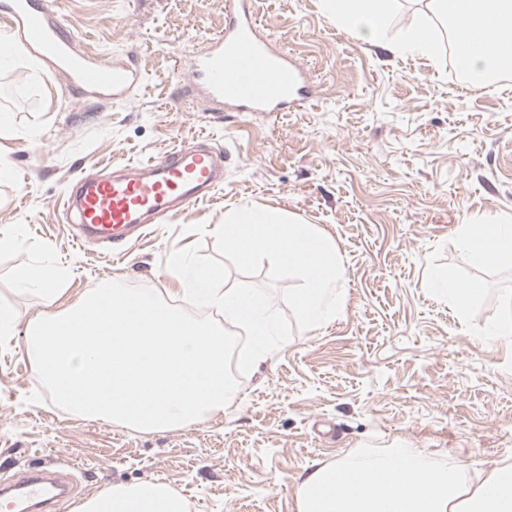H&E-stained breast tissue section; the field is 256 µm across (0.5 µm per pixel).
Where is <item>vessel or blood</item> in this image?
<instances>
[{"mask_svg":"<svg viewBox=\"0 0 512 512\" xmlns=\"http://www.w3.org/2000/svg\"><path fill=\"white\" fill-rule=\"evenodd\" d=\"M254 0H225L227 20L221 34L190 62L191 84L214 105L239 112H288L305 100L306 77L282 49L258 34ZM0 61L14 39H22L79 91L112 99L128 97L141 81L126 63H107L77 51L74 37L42 0H0ZM220 163L218 154L195 145L169 156L103 178L81 177L67 188V203L77 224L111 244L129 231L184 211L210 192ZM32 501L53 491L42 476L23 480Z\"/></svg>","mask_w":512,"mask_h":512,"instance_id":"1","label":"vessel or blood"}]
</instances>
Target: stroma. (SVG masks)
Instances as JSON below:
<instances>
[{
  "instance_id": "35a3bbf8",
  "label": "stroma",
  "mask_w": 512,
  "mask_h": 512,
  "mask_svg": "<svg viewBox=\"0 0 512 512\" xmlns=\"http://www.w3.org/2000/svg\"><path fill=\"white\" fill-rule=\"evenodd\" d=\"M77 50L133 64L124 100L95 99L14 54L0 67V229L22 222L58 252L67 307L120 276L172 300L164 252L201 245L226 209L280 208L336 238L346 305L295 332L239 376L223 414L163 432L86 420L52 405L20 336L41 298L0 282V486L58 472L79 506L105 486L162 481L188 512H296L314 461L415 447L469 470L512 463V347L486 331L512 294V263L483 264L462 244L464 216L512 215V93L467 90L448 39L433 57L388 52L328 20L320 0H256L263 37L307 72L289 112L215 111L190 86L189 59L224 30V0H45ZM205 141L224 156L210 199L137 240H73L64 187ZM435 275L472 289L457 312Z\"/></svg>"
}]
</instances>
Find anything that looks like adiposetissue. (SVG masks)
<instances>
[{
  "label": "adipose tissue",
  "mask_w": 512,
  "mask_h": 512,
  "mask_svg": "<svg viewBox=\"0 0 512 512\" xmlns=\"http://www.w3.org/2000/svg\"><path fill=\"white\" fill-rule=\"evenodd\" d=\"M390 6L391 0H322L329 20L387 50L393 47ZM457 233L468 245L486 241L482 259H512L511 219L492 215L475 224L467 218ZM511 474L507 465L473 473L422 448L350 455L314 463L295 490L297 512H512ZM79 512H186V505L165 484L142 482L104 488Z\"/></svg>",
  "instance_id": "obj_1"
}]
</instances>
